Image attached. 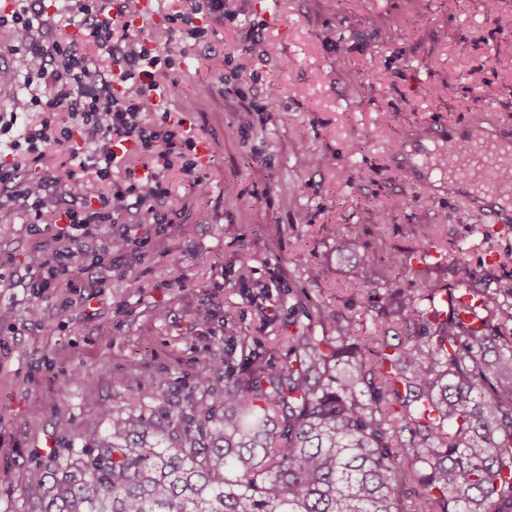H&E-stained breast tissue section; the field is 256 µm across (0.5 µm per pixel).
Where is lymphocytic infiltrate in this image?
Here are the masks:
<instances>
[{
  "mask_svg": "<svg viewBox=\"0 0 512 512\" xmlns=\"http://www.w3.org/2000/svg\"><path fill=\"white\" fill-rule=\"evenodd\" d=\"M16 2L12 14L0 15V47L24 51L25 75L0 70V84L23 79L40 120L21 127L16 113L0 111V154L38 165L51 147L64 146L69 160L37 178L22 177L18 166L0 165V203L24 210L34 224L55 221L54 239L67 241V248L58 251V262L51 266L44 246H35L29 268L72 285L87 274L79 264L84 246L111 251L112 226L127 199L135 200L139 223H169L159 203L168 193L162 170L170 156L181 158V170L198 194L207 192L206 175L192 155L194 138L155 129L146 118L144 98L156 87V69L173 66V46L203 36L200 20L220 22L234 15L235 0H181L180 10L168 17L165 41L152 47L133 33L127 0L113 11L101 8L100 0H64V10L80 20L77 39L40 38L38 31L50 26V17L29 0ZM89 45L112 57L117 71L87 66ZM118 85L123 88L119 96L114 93ZM129 140L151 162L144 175L128 166L124 182H113L112 170L119 165L112 145Z\"/></svg>",
  "mask_w": 512,
  "mask_h": 512,
  "instance_id": "f902f5d3",
  "label": "lymphocytic infiltrate"
}]
</instances>
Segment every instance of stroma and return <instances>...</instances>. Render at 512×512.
Instances as JSON below:
<instances>
[{"mask_svg":"<svg viewBox=\"0 0 512 512\" xmlns=\"http://www.w3.org/2000/svg\"><path fill=\"white\" fill-rule=\"evenodd\" d=\"M236 3L159 76L178 86L162 99L172 122L213 150L207 194L166 170L175 223L124 212L129 237L84 252L81 287L41 292L26 267L40 235L25 211H0V307L14 313L0 324V512H34L28 472L93 446L103 412L161 420L225 337L286 353L302 307L321 303L369 330L384 295L426 280L512 296V229L449 188L447 146L430 180L391 161L400 142L479 116L512 138V0H273L271 23ZM252 30L265 55L248 51ZM33 302L48 330L27 323Z\"/></svg>","mask_w":512,"mask_h":512,"instance_id":"obj_1","label":"stroma"}]
</instances>
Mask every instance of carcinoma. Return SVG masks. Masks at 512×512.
<instances>
[{
  "instance_id": "obj_1",
  "label": "carcinoma",
  "mask_w": 512,
  "mask_h": 512,
  "mask_svg": "<svg viewBox=\"0 0 512 512\" xmlns=\"http://www.w3.org/2000/svg\"><path fill=\"white\" fill-rule=\"evenodd\" d=\"M461 291L482 328L432 317L425 281L393 289L396 319L372 332L316 307L277 366L258 338L224 337L158 441L144 415H108L94 451L30 480L37 512H512V338L490 335L512 304ZM218 398L220 416L204 405Z\"/></svg>"
}]
</instances>
